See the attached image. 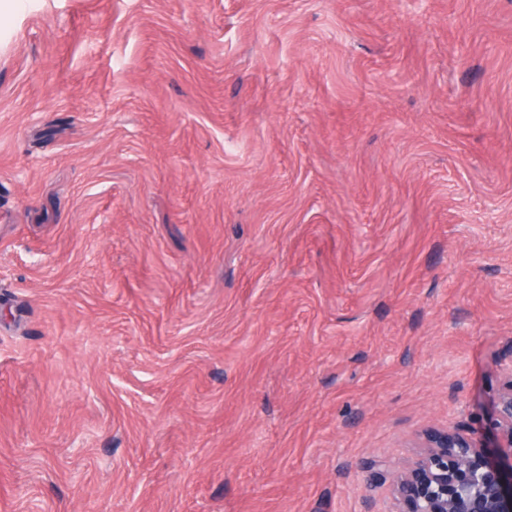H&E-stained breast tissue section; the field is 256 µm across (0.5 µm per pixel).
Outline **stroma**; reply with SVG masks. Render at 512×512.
Instances as JSON below:
<instances>
[{"label":"stroma","instance_id":"obj_1","mask_svg":"<svg viewBox=\"0 0 512 512\" xmlns=\"http://www.w3.org/2000/svg\"><path fill=\"white\" fill-rule=\"evenodd\" d=\"M512 363V0H0V512H393Z\"/></svg>","mask_w":512,"mask_h":512}]
</instances>
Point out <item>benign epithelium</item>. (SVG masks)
Listing matches in <instances>:
<instances>
[{"instance_id": "1", "label": "benign epithelium", "mask_w": 512, "mask_h": 512, "mask_svg": "<svg viewBox=\"0 0 512 512\" xmlns=\"http://www.w3.org/2000/svg\"><path fill=\"white\" fill-rule=\"evenodd\" d=\"M491 425V452L469 432H427L417 460L393 472L400 512H512V377Z\"/></svg>"}]
</instances>
